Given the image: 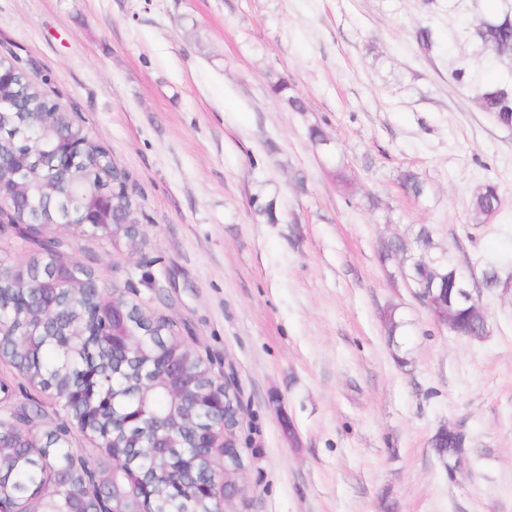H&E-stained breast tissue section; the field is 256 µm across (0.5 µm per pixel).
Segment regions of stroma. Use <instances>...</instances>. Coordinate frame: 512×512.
<instances>
[{"instance_id": "35a3bbf8", "label": "stroma", "mask_w": 512, "mask_h": 512, "mask_svg": "<svg viewBox=\"0 0 512 512\" xmlns=\"http://www.w3.org/2000/svg\"><path fill=\"white\" fill-rule=\"evenodd\" d=\"M476 15L474 0H0V44L49 78L139 204L136 243L47 236L168 317L244 412L224 512H512V288L481 279H512V130L473 92L512 61L488 69ZM281 80L304 111L272 94ZM313 126L355 172L351 195ZM408 168L421 198L399 184ZM489 180L502 205L480 223ZM424 226L480 296L485 338L437 324L401 257L382 258ZM0 383V408L39 407L36 438L66 424L9 362ZM444 425L469 441L453 475L432 448Z\"/></svg>"}]
</instances>
